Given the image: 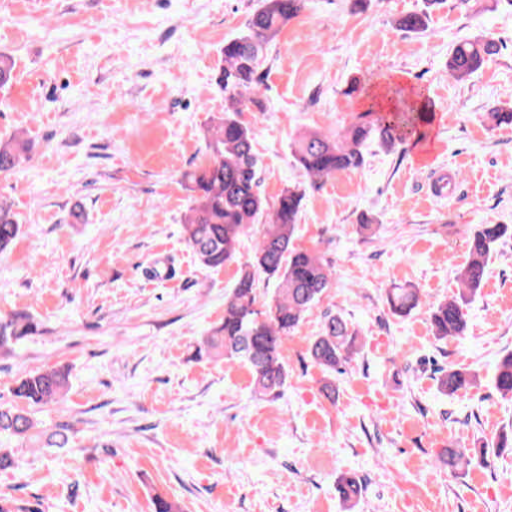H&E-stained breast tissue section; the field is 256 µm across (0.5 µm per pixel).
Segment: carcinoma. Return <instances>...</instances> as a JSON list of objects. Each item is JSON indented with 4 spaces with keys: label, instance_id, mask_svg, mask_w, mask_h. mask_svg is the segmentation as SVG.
<instances>
[{
    "label": "carcinoma",
    "instance_id": "cac0c4a2",
    "mask_svg": "<svg viewBox=\"0 0 512 512\" xmlns=\"http://www.w3.org/2000/svg\"><path fill=\"white\" fill-rule=\"evenodd\" d=\"M440 2L424 0L423 9L400 16L397 25L411 33L425 31L431 11ZM307 7L308 0H261L244 29L224 40L222 64L215 76L224 92V116L206 129L207 161L183 173L190 192L183 224L187 246L205 268L240 264L233 287L224 297V322L203 338L197 356L222 355L243 364L249 371L252 391L261 397L281 394L289 377L283 344L299 330L335 280L330 260L296 245L298 216L307 191L320 189L325 180L338 173L362 168L373 141L393 148L407 135L422 138L425 125L431 121L422 100H404L390 112H361L334 133L308 131L300 135L291 143V156L308 182L285 187L274 203L267 205L261 192L253 131L242 120V113L251 105L262 109V102L251 92L261 84L264 52ZM500 48L491 34L461 40L448 53V74L463 80L499 54ZM14 71L12 57L0 54V87L12 83ZM32 148L31 139L21 135L0 139V172L15 170L30 158ZM508 231L505 224H479L471 231L468 259L456 272L457 292L429 311L436 339L464 336V306L480 289L493 247ZM20 233L21 224L11 205L0 202V252ZM248 236L256 237L254 253L242 263L239 245ZM261 275L277 283L268 300L261 299L258 291ZM387 300L392 314L406 316L421 304L420 289L393 288ZM36 332L28 315L0 320V347ZM356 340L357 332L349 322L328 310L309 343V357L323 374L322 392L333 403L336 385L332 377L344 373L355 358ZM477 379L474 371L450 367L441 370L438 383L443 393L454 396L476 385ZM494 386L502 397H512V352L497 361ZM66 387V376L57 370L27 375L14 390L18 404L0 406V436L33 437L37 423L30 408L58 402Z\"/></svg>",
    "mask_w": 512,
    "mask_h": 512
}]
</instances>
